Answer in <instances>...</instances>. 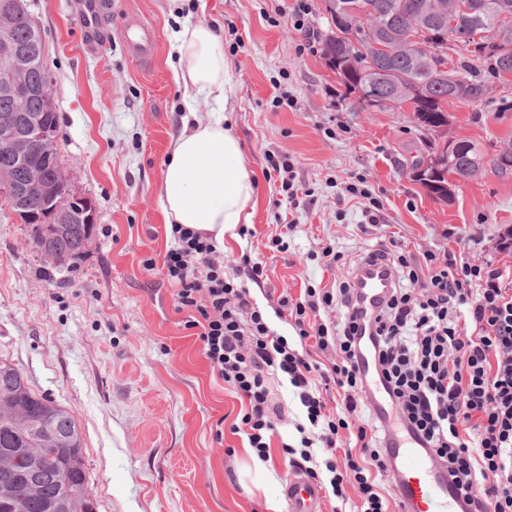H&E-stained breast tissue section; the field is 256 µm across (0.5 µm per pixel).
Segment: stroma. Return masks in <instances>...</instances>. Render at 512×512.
<instances>
[{"label": "stroma", "mask_w": 512, "mask_h": 512, "mask_svg": "<svg viewBox=\"0 0 512 512\" xmlns=\"http://www.w3.org/2000/svg\"><path fill=\"white\" fill-rule=\"evenodd\" d=\"M104 2V33L93 39L80 24V0H24L55 83L61 169L71 192L92 201L96 223L73 271L59 270L0 201V358L74 413L97 512H269V502H283L291 471L280 442L306 422L305 408L286 379L272 382L283 418L263 469H255L245 435L231 432L240 400L186 329L189 315L176 312L162 268L143 267L148 258L162 261L171 244L158 196L183 110L168 65L174 33L203 21L224 39L228 122L257 179L254 234L225 238L224 270L243 274L246 252L262 264L251 299L287 337L295 335L289 318L272 314L281 297L298 298L311 282L331 286L347 277L348 260L381 245L378 230L361 231L357 204H339L347 183L366 178L405 251H451L478 264L512 228V176L488 168L457 182L453 201L433 199L413 177L432 139L412 113L360 102L321 52H299L303 30L319 38L328 31L319 0L300 30L296 0H207L203 10L195 0ZM138 23L157 37L144 63L131 59L118 34ZM504 98L512 101V83L493 84L481 104L449 106V137L492 158L512 137V111L498 109ZM274 159L292 163L295 198L283 192ZM287 218L295 227L281 253L268 238ZM327 243L345 264H323Z\"/></svg>", "instance_id": "stroma-1"}]
</instances>
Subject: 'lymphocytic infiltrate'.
I'll list each match as a JSON object with an SVG mask.
<instances>
[{
    "mask_svg": "<svg viewBox=\"0 0 512 512\" xmlns=\"http://www.w3.org/2000/svg\"><path fill=\"white\" fill-rule=\"evenodd\" d=\"M163 265L177 311L202 353L244 406L241 430L258 458H266L281 412L269 376L284 374L307 413L297 425L299 445L283 444L291 467L312 481L328 473L333 495L359 493L357 512H391L377 477L388 470L389 430L363 417L366 381L358 361L374 359L399 426L427 448L464 494L468 512H512V264H478L454 254L413 256L387 246L362 256L381 262L392 287L373 331L360 323L356 273L328 288L307 286L297 301L280 299L294 321L299 347L271 329L245 285L224 275L208 237L182 225ZM337 311L339 320L323 315ZM313 349H306V340ZM331 354L322 365L318 354ZM344 393L332 411L320 390ZM321 443L322 465L311 449Z\"/></svg>",
    "mask_w": 512,
    "mask_h": 512,
    "instance_id": "1",
    "label": "lymphocytic infiltrate"
}]
</instances>
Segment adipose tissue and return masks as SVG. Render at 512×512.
<instances>
[{"instance_id": "adipose-tissue-1", "label": "adipose tissue", "mask_w": 512, "mask_h": 512, "mask_svg": "<svg viewBox=\"0 0 512 512\" xmlns=\"http://www.w3.org/2000/svg\"><path fill=\"white\" fill-rule=\"evenodd\" d=\"M171 63L186 114L172 138L159 195L166 223L181 224L223 245L225 236L248 223L256 179L242 146L227 124L229 60L224 40L209 24L182 26L175 35ZM212 102L207 121H198V99Z\"/></svg>"}]
</instances>
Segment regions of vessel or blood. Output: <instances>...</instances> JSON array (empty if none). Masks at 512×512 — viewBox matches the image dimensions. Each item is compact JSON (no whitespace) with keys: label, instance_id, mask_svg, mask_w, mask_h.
<instances>
[{"label":"vessel or blood","instance_id":"b4317fda","mask_svg":"<svg viewBox=\"0 0 512 512\" xmlns=\"http://www.w3.org/2000/svg\"><path fill=\"white\" fill-rule=\"evenodd\" d=\"M119 34L133 60L141 63L152 57L156 38L147 25H123ZM389 286L390 278L384 266L377 264L359 271L357 288L367 313H377ZM359 368L366 375L373 393L371 409L386 415L383 384L376 376L372 362L361 360ZM389 455L397 512H460L462 494L449 483L447 472L437 465L430 452L421 448L416 440L392 433ZM283 494L288 512H319L321 490L307 477L289 474Z\"/></svg>","mask_w":512,"mask_h":512}]
</instances>
